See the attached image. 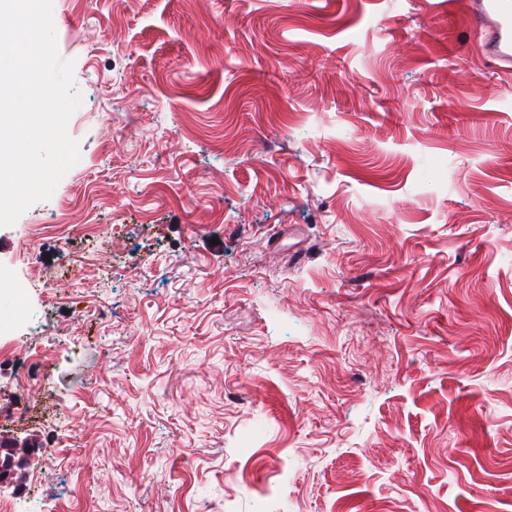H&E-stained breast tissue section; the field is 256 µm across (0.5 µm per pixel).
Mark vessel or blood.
Returning <instances> with one entry per match:
<instances>
[{"label":"vessel or blood","instance_id":"1","mask_svg":"<svg viewBox=\"0 0 512 512\" xmlns=\"http://www.w3.org/2000/svg\"><path fill=\"white\" fill-rule=\"evenodd\" d=\"M470 19L483 35V52L498 70L512 71V0H471Z\"/></svg>","mask_w":512,"mask_h":512}]
</instances>
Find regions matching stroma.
<instances>
[{
	"mask_svg": "<svg viewBox=\"0 0 512 512\" xmlns=\"http://www.w3.org/2000/svg\"><path fill=\"white\" fill-rule=\"evenodd\" d=\"M53 23L80 159L0 227V435L56 454L0 497L512 512V76L469 0Z\"/></svg>",
	"mask_w": 512,
	"mask_h": 512,
	"instance_id": "35a3bbf8",
	"label": "stroma"
}]
</instances>
